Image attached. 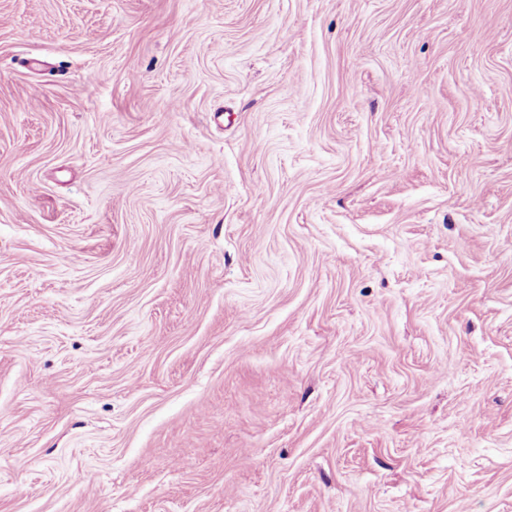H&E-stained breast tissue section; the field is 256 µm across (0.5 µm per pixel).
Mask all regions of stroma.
<instances>
[{
    "instance_id": "1",
    "label": "stroma",
    "mask_w": 512,
    "mask_h": 512,
    "mask_svg": "<svg viewBox=\"0 0 512 512\" xmlns=\"http://www.w3.org/2000/svg\"><path fill=\"white\" fill-rule=\"evenodd\" d=\"M0 512H512V0H0Z\"/></svg>"
}]
</instances>
